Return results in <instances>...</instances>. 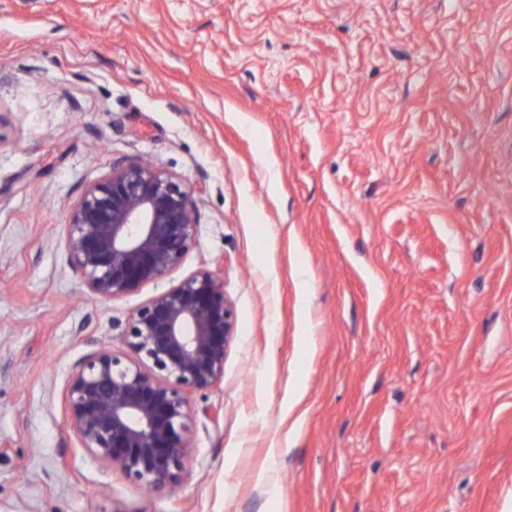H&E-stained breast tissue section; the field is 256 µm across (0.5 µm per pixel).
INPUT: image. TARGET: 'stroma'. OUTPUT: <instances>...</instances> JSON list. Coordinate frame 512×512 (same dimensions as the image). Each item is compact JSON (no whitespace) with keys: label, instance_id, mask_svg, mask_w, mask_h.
<instances>
[{"label":"stroma","instance_id":"35a3bbf8","mask_svg":"<svg viewBox=\"0 0 512 512\" xmlns=\"http://www.w3.org/2000/svg\"><path fill=\"white\" fill-rule=\"evenodd\" d=\"M142 160L195 241L93 300L70 210ZM200 270L235 333L151 493L65 386ZM0 512H512V0H0Z\"/></svg>","mask_w":512,"mask_h":512}]
</instances>
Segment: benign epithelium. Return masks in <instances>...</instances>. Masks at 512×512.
Returning a JSON list of instances; mask_svg holds the SVG:
<instances>
[{"instance_id": "7a95c632", "label": "benign epithelium", "mask_w": 512, "mask_h": 512, "mask_svg": "<svg viewBox=\"0 0 512 512\" xmlns=\"http://www.w3.org/2000/svg\"><path fill=\"white\" fill-rule=\"evenodd\" d=\"M191 184L147 163L112 170L71 209L65 248L86 292L113 300L178 269L195 238ZM235 330L224 283L201 270L126 319L125 350L85 355L66 384L81 447L133 484L173 494L186 474L189 396L214 387Z\"/></svg>"}]
</instances>
